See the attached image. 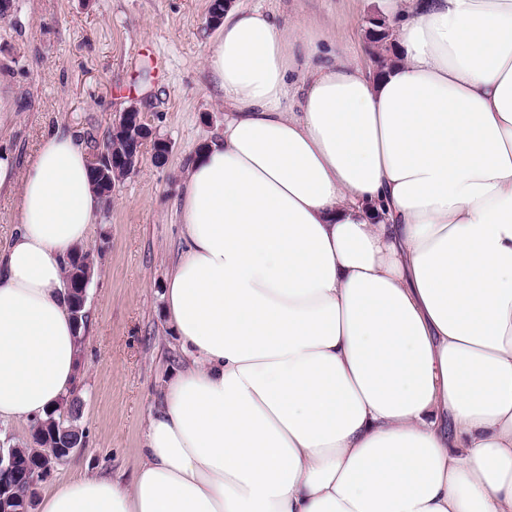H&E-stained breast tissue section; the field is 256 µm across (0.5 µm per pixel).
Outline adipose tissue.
<instances>
[{
    "mask_svg": "<svg viewBox=\"0 0 512 512\" xmlns=\"http://www.w3.org/2000/svg\"><path fill=\"white\" fill-rule=\"evenodd\" d=\"M380 72L228 10L224 131L187 163L165 313L184 357L131 481L38 512H512V0H380ZM50 130L0 247V421L76 381L66 262L104 201Z\"/></svg>",
    "mask_w": 512,
    "mask_h": 512,
    "instance_id": "obj_1",
    "label": "adipose tissue"
}]
</instances>
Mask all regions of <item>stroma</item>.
I'll return each instance as SVG.
<instances>
[{"label":"stroma","mask_w":512,"mask_h":512,"mask_svg":"<svg viewBox=\"0 0 512 512\" xmlns=\"http://www.w3.org/2000/svg\"><path fill=\"white\" fill-rule=\"evenodd\" d=\"M210 0H17L0 18V157L21 175L43 134L77 133L102 144L112 121L138 101L164 162L144 150L97 213L88 248L99 257L87 290L78 391L86 438L71 463L130 480L150 410L182 357L164 312V283L179 252L180 173L204 142L224 131V103L204 67L221 34L207 22ZM279 20L327 23L336 50L372 66L370 22L377 0H234Z\"/></svg>","instance_id":"1"}]
</instances>
